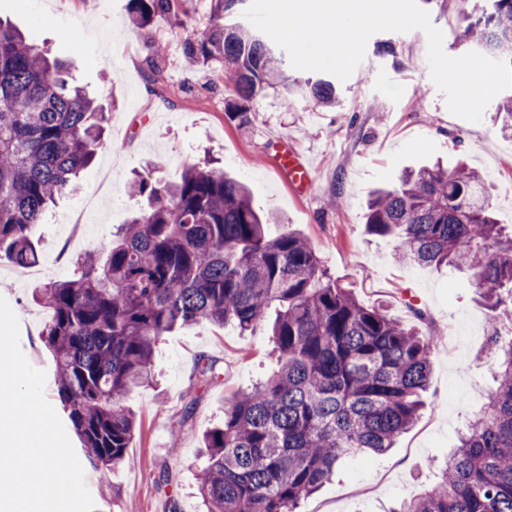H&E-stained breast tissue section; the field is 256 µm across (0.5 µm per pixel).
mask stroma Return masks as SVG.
Here are the masks:
<instances>
[{
  "mask_svg": "<svg viewBox=\"0 0 512 512\" xmlns=\"http://www.w3.org/2000/svg\"><path fill=\"white\" fill-rule=\"evenodd\" d=\"M476 0H424L452 57L468 53L458 29ZM0 19L27 41L67 60L78 83L107 112L104 138L80 188L47 213L35 235L38 264L0 261V296L20 322L29 362L51 371L43 329L49 312L35 288L73 274L76 260L127 223L137 207L129 180L148 165L174 179L186 165L219 160L248 184L256 208L272 213L271 235L301 233L333 278L362 303L416 323L418 314L438 331L426 407L418 422L386 454L341 467L299 512H386L433 484L438 466L458 444L468 419L495 389L491 326L469 272L399 262L391 239L367 235L366 203L408 169L434 160H465L481 171L499 223L512 225V137L487 106L481 121L452 114L430 76L425 33L379 32L346 81L336 82V103L321 107L283 88L266 89L251 104L247 122L230 113L233 95L219 65L189 66L182 55L183 26L156 19L136 30L128 0H0ZM83 43L71 54L70 32ZM166 44L160 72L147 80L152 43ZM308 158L309 190L279 174L278 145ZM217 360L219 375L198 378L203 360ZM276 367L267 321L242 333L202 323L164 337L155 359L156 382L127 399L139 428L128 464L111 470L82 459L95 512H201L196 486L206 465L203 435L224 416V398L268 376Z\"/></svg>",
  "mask_w": 512,
  "mask_h": 512,
  "instance_id": "obj_1",
  "label": "stroma"
}]
</instances>
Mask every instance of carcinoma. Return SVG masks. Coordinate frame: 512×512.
Returning <instances> with one entry per match:
<instances>
[{"mask_svg": "<svg viewBox=\"0 0 512 512\" xmlns=\"http://www.w3.org/2000/svg\"><path fill=\"white\" fill-rule=\"evenodd\" d=\"M181 0H129L143 29L183 26ZM210 23L185 27L193 66L217 62L234 86L233 115L268 87L331 105L325 80L287 83L284 57L257 32L225 22L243 0H211ZM459 37L512 63V0H486ZM106 112L64 61L0 21V259L37 261L35 226L73 191L101 140ZM147 207L77 260L73 275L35 289L50 312L43 335L57 397L95 464L127 459L137 419L126 404L154 378L156 348L202 322L250 330L274 311L275 369L224 398V420L204 435L198 484L206 512H296L344 463L382 454L417 420L436 330L362 304L324 268L304 236L271 238V217L241 181L190 166L175 180L129 182ZM366 231L390 236L398 260L464 268L491 312L512 308V227L494 218L485 177L464 163L403 173L367 205ZM497 387L469 422L441 479L392 512H512V340L487 337Z\"/></svg>", "mask_w": 512, "mask_h": 512, "instance_id": "carcinoma-1", "label": "carcinoma"}]
</instances>
